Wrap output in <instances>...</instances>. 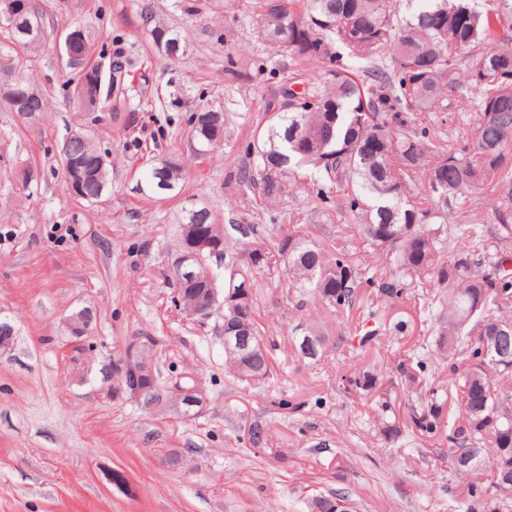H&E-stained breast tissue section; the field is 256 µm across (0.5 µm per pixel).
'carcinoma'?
I'll return each instance as SVG.
<instances>
[{
	"label": "carcinoma",
	"mask_w": 512,
	"mask_h": 512,
	"mask_svg": "<svg viewBox=\"0 0 512 512\" xmlns=\"http://www.w3.org/2000/svg\"><path fill=\"white\" fill-rule=\"evenodd\" d=\"M18 22L8 27L13 42L35 49L42 27L31 0ZM258 36L288 49L299 64L328 62L320 74L288 71L283 101L267 108L246 150L253 166L238 183L255 203L269 206L304 176L329 199L336 192V223L329 243L317 244L294 227L275 234L261 224L223 228L204 208L187 212L180 225L181 249L198 239L219 245L212 254L188 261L191 281L175 283L179 311L186 316L210 302L211 289L237 300L224 304V335L248 336L245 350L224 349V372L252 387L269 378L268 353L274 343L257 322L258 278L283 268L301 312L293 343L298 355L320 360L328 349L371 345L386 322L368 312L375 327L334 337L318 329L316 308L336 311L355 302L364 285L377 287L384 301L402 296L404 286L435 287L430 317L437 354L448 358V398L431 383L421 384L406 367L405 383L415 391L409 417L421 432L445 428L447 399L461 408V419L446 435L448 470L467 481L480 512H512V0H253ZM156 47L168 56L183 50V37L161 19H145ZM81 68L89 64L93 37L82 25ZM126 66L112 60V79L100 96L85 90L80 72L72 78L71 99L81 112L111 107L116 96L130 104L136 90L125 84ZM4 65L0 95L27 93L35 118L46 99L32 86L8 78ZM468 88L469 113L457 114L459 95ZM189 132L195 158L204 160L224 144V113L200 108ZM63 166L82 164L84 179L76 197L99 203L110 184L111 162L79 132L59 149ZM185 178L175 158L161 160L145 174L156 192L175 190ZM491 197L494 236L480 224L452 223L467 193ZM371 241L379 280L355 262L336 255L333 242L349 235ZM224 257V283L207 266ZM158 337L145 336L134 363L153 373L143 381L151 401L176 397L178 386L197 383L191 374L168 384L154 351ZM465 358H460V355ZM387 374L367 367L346 379L359 394H386Z\"/></svg>",
	"instance_id": "1"
}]
</instances>
